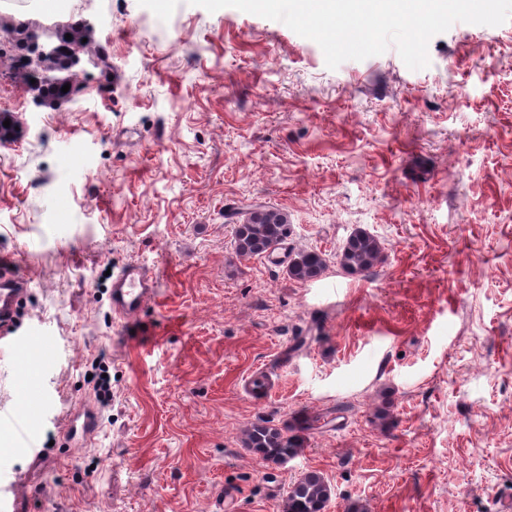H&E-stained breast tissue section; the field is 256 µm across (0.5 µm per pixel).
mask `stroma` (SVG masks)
I'll return each mask as SVG.
<instances>
[{
	"label": "stroma",
	"mask_w": 512,
	"mask_h": 512,
	"mask_svg": "<svg viewBox=\"0 0 512 512\" xmlns=\"http://www.w3.org/2000/svg\"><path fill=\"white\" fill-rule=\"evenodd\" d=\"M0 0L36 28L85 24L114 82L81 59L80 96L37 103L0 77L20 133L0 145V256L22 257L20 332L54 338L28 430L0 359V483L14 512H283L320 473L326 512H502L512 502V19L454 23L406 67L396 48L328 68L284 23L188 0ZM287 213L307 283L238 259L235 226ZM370 272L337 255L356 230ZM152 267L158 297L131 343L112 272ZM105 368L112 402L91 445L67 435ZM270 368L265 394L246 380ZM387 408L386 428L373 423ZM293 430L298 455L245 447ZM382 256L380 241L365 230H357L341 249L340 266L354 274L365 273L377 265ZM326 267L321 252L305 249L291 255L288 262V276L296 281L309 282L319 278ZM246 443L249 448H256L266 459L280 461L295 456L301 440L295 434L288 435V432L258 423L247 432ZM28 488L25 478L14 477L0 488L1 508L4 510L14 509L16 500L20 493Z\"/></svg>",
	"instance_id": "35a3bbf8"
}]
</instances>
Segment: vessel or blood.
<instances>
[{"label":"vessel or blood","mask_w":512,"mask_h":512,"mask_svg":"<svg viewBox=\"0 0 512 512\" xmlns=\"http://www.w3.org/2000/svg\"><path fill=\"white\" fill-rule=\"evenodd\" d=\"M154 274L140 264L122 268L112 282V311L118 316L127 332H134L142 324L141 315L157 294ZM20 279L15 272L13 258L0 260V356H16L23 346L14 324ZM18 397L14 409L25 416L35 408V402L43 391L41 382L33 375L19 374L17 378ZM73 439L80 444L95 440L100 422L97 411L89 405L82 406L75 413ZM28 487L26 479L16 477L0 486V512H11L20 493Z\"/></svg>","instance_id":"vessel-or-blood-1"}]
</instances>
